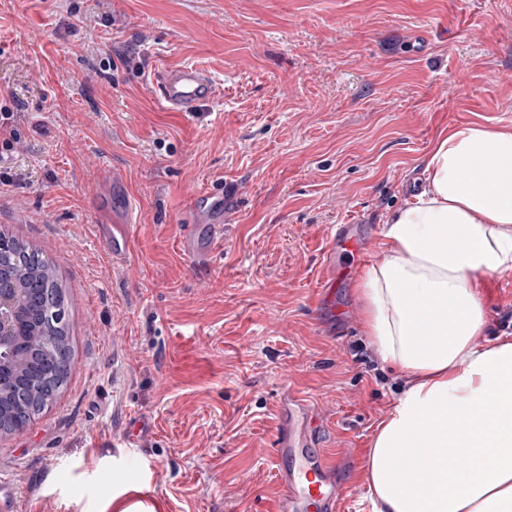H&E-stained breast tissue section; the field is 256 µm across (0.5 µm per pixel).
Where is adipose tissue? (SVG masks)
Returning <instances> with one entry per match:
<instances>
[{
  "label": "adipose tissue",
  "instance_id": "obj_1",
  "mask_svg": "<svg viewBox=\"0 0 512 512\" xmlns=\"http://www.w3.org/2000/svg\"><path fill=\"white\" fill-rule=\"evenodd\" d=\"M380 250L356 286L364 332L410 381L369 450L375 512H512V333L488 337L478 291L512 275V127L440 133Z\"/></svg>",
  "mask_w": 512,
  "mask_h": 512
}]
</instances>
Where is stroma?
I'll list each match as a JSON object with an SVG mask.
<instances>
[{
  "label": "stroma",
  "instance_id": "35a3bbf8",
  "mask_svg": "<svg viewBox=\"0 0 512 512\" xmlns=\"http://www.w3.org/2000/svg\"><path fill=\"white\" fill-rule=\"evenodd\" d=\"M203 65L219 96L172 112L164 66ZM0 233L66 290L73 365L52 405L0 436L19 512H273L282 391L325 421L342 512H373L366 459L404 373L363 332L355 281L312 305L336 225L363 217L379 259L438 132L512 126V0H0ZM119 174L136 205L123 263L95 226ZM224 191L207 275L182 244L191 193ZM482 277L491 332L512 278ZM154 424L140 475L107 483L133 415Z\"/></svg>",
  "mask_w": 512,
  "mask_h": 512
}]
</instances>
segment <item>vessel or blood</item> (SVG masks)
I'll list each match as a JSON object with an SVG mask.
<instances>
[{"label": "vessel or blood", "instance_id": "1", "mask_svg": "<svg viewBox=\"0 0 512 512\" xmlns=\"http://www.w3.org/2000/svg\"><path fill=\"white\" fill-rule=\"evenodd\" d=\"M151 86L161 103L178 112L193 111L213 99L216 92L215 80L197 64L157 71ZM192 207L199 221L185 225L184 242L195 267L200 269L208 264L214 242L224 237V224L219 217L224 210V196L214 192L195 193ZM132 214V205H125L119 218L97 227V235L113 260H122L127 254ZM365 244L355 224H340L329 254L355 256ZM318 425L317 414L309 400L293 390H284L273 434L274 475L279 488L276 512H338L340 508L336 495V463L317 446L315 430ZM152 429L147 418H134L124 445L132 449L139 447L150 437Z\"/></svg>", "mask_w": 512, "mask_h": 512}]
</instances>
